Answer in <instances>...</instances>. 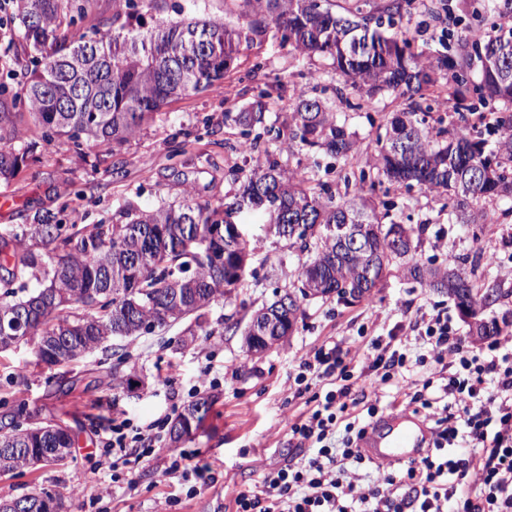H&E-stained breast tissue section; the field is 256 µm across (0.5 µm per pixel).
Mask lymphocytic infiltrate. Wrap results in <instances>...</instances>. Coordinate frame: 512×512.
<instances>
[{
	"mask_svg": "<svg viewBox=\"0 0 512 512\" xmlns=\"http://www.w3.org/2000/svg\"><path fill=\"white\" fill-rule=\"evenodd\" d=\"M407 329L421 350L413 359L377 339L360 364L337 345L301 356L295 394H310L313 406L289 429L299 454L238 491L235 512H512V336L485 353L470 349L444 311ZM411 360L425 367L423 381L403 379ZM397 376L406 405L423 409L432 424V448L397 471L362 473L367 425L344 416L362 404L376 417L378 393ZM324 380L328 388L316 391ZM162 428L124 421L102 445L121 460L150 451Z\"/></svg>",
	"mask_w": 512,
	"mask_h": 512,
	"instance_id": "lymphocytic-infiltrate-1",
	"label": "lymphocytic infiltrate"
}]
</instances>
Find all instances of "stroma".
I'll use <instances>...</instances> for the list:
<instances>
[{
	"mask_svg": "<svg viewBox=\"0 0 512 512\" xmlns=\"http://www.w3.org/2000/svg\"><path fill=\"white\" fill-rule=\"evenodd\" d=\"M401 26L433 54L445 52L449 38L466 35L464 25L448 28L418 7ZM267 83L280 84L274 110L284 113L293 88L330 97L336 77L325 61L299 56L279 36L256 37L253 46L242 51L229 85L173 100L139 139L116 154L99 152L88 142L78 148L65 140L38 147L17 176L0 181V227L28 224L35 214L45 212L59 214L67 224L108 223L125 204L144 210L163 202L176 204L187 190L198 201L221 205L234 189L229 170L244 176L256 165L234 151L240 129L225 122L224 115L243 110ZM399 108L386 96L346 112L360 149L352 164L328 159L320 178L335 193H343L346 174L367 167L371 160L372 121ZM377 196L391 204L392 215L402 222L424 225L413 253L419 263L439 266L451 256L497 254L498 264L485 258L471 280L478 288L508 292L495 313L512 310V276L503 274L512 266V202L491 204L487 223L452 224L447 197L396 187L378 190ZM245 232L253 249L246 279L232 299L211 303L202 323L187 318L113 341L73 363L65 375L37 365L26 345L0 356V416L17 413L27 426L62 421L76 441L63 464L0 475V498L47 492L60 498L62 512H234L237 490L258 484L263 471L280 467L290 457L289 426L309 408L305 398L293 397L289 389L304 352L335 342L351 348L360 360L372 339H388L418 313L437 309L448 311L459 336L469 335L453 301L408 279L405 262L398 259L371 300H304V315L288 341L249 356L243 328L254 311L296 283L298 257L267 237L261 224H246ZM130 373L140 380L136 389L111 385L112 376ZM204 374L217 381L209 390L217 402L202 429L181 448L211 466L214 482L192 495L188 483L164 475V457L116 466L98 449L113 421L173 422L190 404L189 390ZM63 378L75 383V390L52 393V386ZM19 404L24 407L20 413L15 410Z\"/></svg>",
	"mask_w": 512,
	"mask_h": 512,
	"instance_id": "stroma-1",
	"label": "stroma"
}]
</instances>
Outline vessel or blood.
I'll return each instance as SVG.
<instances>
[{"mask_svg": "<svg viewBox=\"0 0 512 512\" xmlns=\"http://www.w3.org/2000/svg\"><path fill=\"white\" fill-rule=\"evenodd\" d=\"M360 446L364 455L375 463H409L431 448V429L417 414L402 410L373 422Z\"/></svg>", "mask_w": 512, "mask_h": 512, "instance_id": "1", "label": "vessel or blood"}]
</instances>
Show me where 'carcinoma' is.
Instances as JSON below:
<instances>
[{
    "label": "carcinoma",
    "mask_w": 512,
    "mask_h": 512,
    "mask_svg": "<svg viewBox=\"0 0 512 512\" xmlns=\"http://www.w3.org/2000/svg\"><path fill=\"white\" fill-rule=\"evenodd\" d=\"M9 20L19 33L22 51L7 67L10 81H0V181L14 178L39 142L65 137L75 147L93 143L105 153L140 137L144 126L169 102L188 92L208 91L231 79L242 43L275 29L294 50L313 60L330 61L342 81L336 100L303 91L289 104L283 121L270 118V93L259 90L248 107L224 113L243 127L249 154L265 156L245 176L231 172L238 188L214 207L186 192L176 205L163 202L142 210L132 204L118 224L78 228L50 213L30 224L0 227V321L13 337L0 334V353L31 346L36 363L49 369L107 346L115 339L139 336L189 316L200 319L215 300L243 282L250 259L248 240L224 243V225L258 216L264 224L288 225L287 247L299 251L301 299L288 303V322L303 315L307 290L320 298H371L368 279H382L397 250L393 229L403 224L389 212L378 215L365 184L419 189L448 196V222L483 224L486 204L512 199V29L500 26L501 6L484 0L473 11L472 35L448 53L433 57L420 49L407 30L391 34L410 15L413 0H236L243 24L216 18L179 22L154 20L138 46L145 17L140 4L159 10L161 0H112V15L90 28L81 25L90 0H7ZM52 40V51L32 56L27 47ZM448 93L460 123H428V96ZM404 102L377 136L369 169L344 177L341 200L317 180L318 157L347 162L358 151L356 132L338 119L339 108L359 110L379 96ZM28 110L39 139H27L17 126ZM498 113L493 148L476 135L468 115L486 119ZM307 149L311 164L285 171L270 158L262 140ZM18 146H13V143ZM349 224L353 232L374 224L378 233L364 245L340 247L328 238V226ZM413 280L448 294L456 307L468 306L470 335L498 336L509 313L488 317L504 294L474 287L461 263L407 266ZM215 399L202 395L176 418L169 437L182 426L197 432ZM0 427V474L25 461L60 464L69 455L68 426L54 423L11 434ZM11 512H59L49 493L0 499Z\"/></svg>",
    "instance_id": "carcinoma-1"
}]
</instances>
